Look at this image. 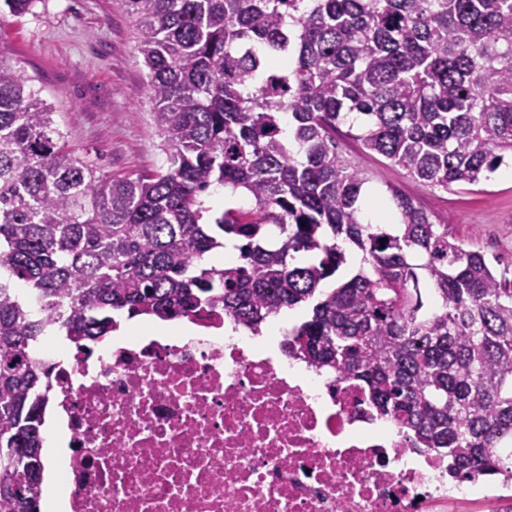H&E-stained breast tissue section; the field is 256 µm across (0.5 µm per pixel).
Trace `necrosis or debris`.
<instances>
[{"instance_id": "obj_1", "label": "necrosis or debris", "mask_w": 512, "mask_h": 512, "mask_svg": "<svg viewBox=\"0 0 512 512\" xmlns=\"http://www.w3.org/2000/svg\"><path fill=\"white\" fill-rule=\"evenodd\" d=\"M193 336H124L51 359L68 512H447L488 501L376 415L352 381L216 312Z\"/></svg>"}]
</instances>
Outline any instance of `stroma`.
<instances>
[{"mask_svg": "<svg viewBox=\"0 0 512 512\" xmlns=\"http://www.w3.org/2000/svg\"><path fill=\"white\" fill-rule=\"evenodd\" d=\"M0 58L49 103L75 152L112 176L161 168L164 137L145 91L147 69L133 19L117 0H37L31 13L0 11ZM343 157L390 203V188L430 214L463 247L512 266V170L491 181L442 190L337 131Z\"/></svg>", "mask_w": 512, "mask_h": 512, "instance_id": "35a3bbf8", "label": "stroma"}]
</instances>
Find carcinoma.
Listing matches in <instances>:
<instances>
[{"label":"carcinoma","instance_id":"obj_1","mask_svg":"<svg viewBox=\"0 0 512 512\" xmlns=\"http://www.w3.org/2000/svg\"><path fill=\"white\" fill-rule=\"evenodd\" d=\"M119 4L165 168L99 172L0 60V512H40L53 366L37 341L53 325L88 350L122 311L222 308L256 331L307 304L295 356L359 383L453 478L512 484V281L396 188L399 222H363L366 179L336 145L346 125L432 187L491 181L512 159V0ZM214 185L253 208L212 213ZM226 237L239 262L209 263ZM347 244L361 268L323 287Z\"/></svg>","mask_w":512,"mask_h":512}]
</instances>
